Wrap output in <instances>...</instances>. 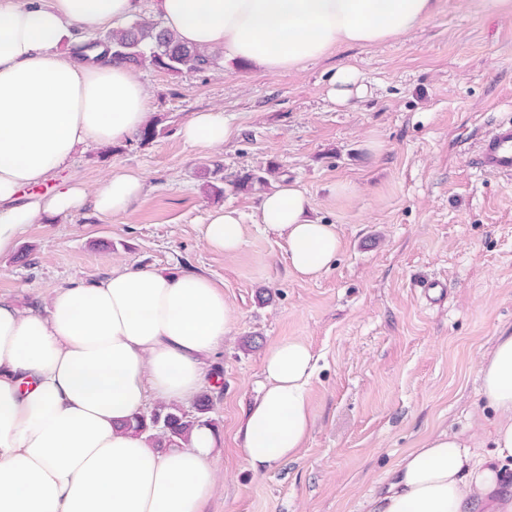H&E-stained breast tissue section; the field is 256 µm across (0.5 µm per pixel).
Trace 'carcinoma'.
Segmentation results:
<instances>
[{
	"instance_id": "carcinoma-1",
	"label": "carcinoma",
	"mask_w": 512,
	"mask_h": 512,
	"mask_svg": "<svg viewBox=\"0 0 512 512\" xmlns=\"http://www.w3.org/2000/svg\"><path fill=\"white\" fill-rule=\"evenodd\" d=\"M80 60L101 64L119 62L131 68L151 65L174 73L201 72L214 65L211 55L180 43L159 23L145 19L84 41ZM211 410L209 395L202 393L190 411L175 403L161 402L128 419L124 428L146 435L156 448H169L177 440L187 439L194 426L212 424Z\"/></svg>"
}]
</instances>
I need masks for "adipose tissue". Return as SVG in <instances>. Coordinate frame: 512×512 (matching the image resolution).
Instances as JSON below:
<instances>
[{"instance_id":"obj_1","label":"adipose tissue","mask_w":512,"mask_h":512,"mask_svg":"<svg viewBox=\"0 0 512 512\" xmlns=\"http://www.w3.org/2000/svg\"><path fill=\"white\" fill-rule=\"evenodd\" d=\"M440 0H154L165 29L188 46L263 72L302 69L343 45H378L408 34ZM140 0H0V256L30 225L88 209L120 215L144 193L135 170L113 171L95 189L66 180L92 144L130 140L148 123V94L132 69L78 62L82 31L123 22ZM233 129L222 110L197 112L181 136L223 146ZM257 220L284 238L288 260L311 277L342 248L336 225L311 219L304 190L282 183ZM204 244L231 256L244 243L237 210H210ZM237 319L224 289L198 272L123 264L19 308L0 297V512H206L218 486L214 430L195 426L174 448L123 430L148 399L193 401L207 362ZM310 346L266 349L264 381L238 429L248 467L294 459L313 413ZM481 393L496 414L483 457L443 430L408 451L369 512H512V332L480 364Z\"/></svg>"}]
</instances>
